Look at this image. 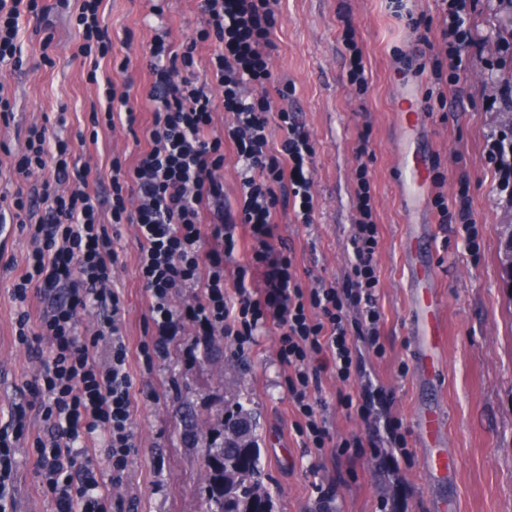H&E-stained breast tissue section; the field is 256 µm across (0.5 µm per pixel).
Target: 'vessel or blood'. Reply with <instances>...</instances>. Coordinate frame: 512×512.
Masks as SVG:
<instances>
[{
	"label": "vessel or blood",
	"instance_id": "b4317fda",
	"mask_svg": "<svg viewBox=\"0 0 512 512\" xmlns=\"http://www.w3.org/2000/svg\"><path fill=\"white\" fill-rule=\"evenodd\" d=\"M394 116L402 134L397 163L402 203L407 214H420L426 210L431 155L429 151L413 148L412 143L425 131L429 117L413 85H406L397 101ZM431 234V225L415 223L410 227V236L418 242L419 247L430 242ZM419 247L407 251L405 267L413 311L412 349L419 371L426 374L433 370L435 362L439 360L444 329L436 276L430 261L423 259ZM446 426V414L442 407H430L420 416V440L429 450L425 468L434 481L453 480L456 473L455 457L447 448Z\"/></svg>",
	"mask_w": 512,
	"mask_h": 512
}]
</instances>
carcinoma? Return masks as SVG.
<instances>
[{"label":"carcinoma","mask_w":512,"mask_h":512,"mask_svg":"<svg viewBox=\"0 0 512 512\" xmlns=\"http://www.w3.org/2000/svg\"><path fill=\"white\" fill-rule=\"evenodd\" d=\"M185 436L205 440L209 512H274L272 496L257 478V424L241 402L222 409L213 423L190 421Z\"/></svg>","instance_id":"1"}]
</instances>
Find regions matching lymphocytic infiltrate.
<instances>
[{"instance_id": "obj_1", "label": "lymphocytic infiltrate", "mask_w": 512, "mask_h": 512, "mask_svg": "<svg viewBox=\"0 0 512 512\" xmlns=\"http://www.w3.org/2000/svg\"><path fill=\"white\" fill-rule=\"evenodd\" d=\"M439 39L445 58L434 75L457 84L474 62L478 36L471 15L478 0H440ZM101 0H78L74 25L83 57H106L112 42L100 20ZM280 0H201L203 24L181 50L164 36L150 46L153 81L147 98L153 120L149 147L133 166L111 162L110 220L102 222L90 190L91 171L76 168L73 147L52 138L43 125L31 126L15 164L19 176L36 178L32 191L17 192L10 213L32 248L11 288L18 302L15 338L26 348L49 341L50 351L31 388L30 400L0 426V512H14L16 448L28 411L44 424L32 455L43 491L57 512H121L122 501L107 484H121L135 453L131 429L132 380L122 334L123 302L112 286L118 255L109 227L132 224L139 242L138 272L149 300L155 337L142 343L144 359L163 355L171 337L186 324L206 336L230 337L238 350L252 347L269 325L280 330L277 358L289 369L288 398L298 419L295 428L306 447L324 451L361 447V440H333L311 400L319 371L337 380L353 376L347 312L358 309L361 324L379 338L382 314L375 292L380 284L375 262L379 228L374 220L367 163L357 168L355 200L360 219L353 238L354 260L344 285L324 280L302 287L295 256L275 250L272 240L280 205L291 206L299 223L314 220L312 163L314 143L294 113L272 112L267 87L271 34ZM41 0H0V65L22 63L20 18H40ZM219 49L206 76L194 70L198 44ZM232 114L223 133L213 115ZM281 130L272 147L270 124ZM232 144L242 164L236 213L224 211V146ZM486 163L498 176L497 190L512 203V139L491 134ZM244 237H237V229ZM210 249H203V239ZM246 242L247 265L234 271L235 288L224 287V258ZM259 287L246 283L249 272ZM194 289V302L178 307L179 289ZM55 292L52 306L32 318V291ZM97 309L96 328L82 332L88 309ZM106 353H99V342ZM106 432L111 481L98 478L87 441Z\"/></svg>"}]
</instances>
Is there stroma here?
I'll return each instance as SVG.
<instances>
[{"label":"stroma","mask_w":512,"mask_h":512,"mask_svg":"<svg viewBox=\"0 0 512 512\" xmlns=\"http://www.w3.org/2000/svg\"><path fill=\"white\" fill-rule=\"evenodd\" d=\"M43 21L22 18L21 68L0 66V87L14 103L9 121L0 120V197L30 189L15 160L31 124L47 125L50 134L76 142L78 167L99 176L93 191L101 212L109 210L113 157L133 164L147 146L145 132L153 119L146 93L153 80L149 45L158 30L173 44L188 40L202 21L199 0H162L154 13L150 0H103L101 24L112 40V54L98 65L77 57L79 35L67 9L46 0ZM347 11L363 49L366 92L348 81V56L340 36L339 11ZM485 36L479 59L459 83H437L433 65L440 51L437 31L409 27L389 7V0H281L272 31L267 88L274 110L297 113L315 143L313 190L319 207L313 223H298L292 210L279 213L276 247L291 249L305 287L324 278L343 282L353 257L352 236L358 215L353 206L356 169L367 162L374 220L379 227L376 262L380 286L377 303L383 316L382 337L372 344L358 331L359 315L350 312L355 376L350 383L333 373L320 375L313 394L315 408L332 435L366 440L355 467L345 460L351 449L305 447L295 430L296 412L288 401L289 371L277 358L280 331L264 328L255 345L238 351L223 341L224 373L190 352L196 330L186 327L165 356L145 362L139 344L149 339L148 302L138 277V241L134 225L120 226L114 239L119 263L112 284L119 291L122 332L129 348L132 378L131 426L137 450L121 485L113 493L123 512H208L203 443L185 441L183 416L193 409L206 420L239 401L256 415L260 481L271 493L275 512H512V292L503 281L504 225H512V207L501 201L495 175L484 160L488 136L512 127V115L490 112L485 99L495 88L512 86V59H501L497 43L512 41V21L479 0L472 16ZM50 47H43L44 38ZM51 64H44V57ZM126 61L117 74L113 65ZM493 62L487 70L485 62ZM100 79L111 78L117 92L128 95L137 114L134 128L116 120L114 128L88 134L90 113L103 103ZM414 78L432 111L427 137L434 158L430 197L453 202L468 187L480 248L470 253L459 225L439 221L435 205L427 207L434 230L432 262L443 302L446 350L436 388L418 372L411 347V315L404 267L408 217L401 205L395 174L399 131L392 106L397 77ZM86 143H79V136ZM366 155H359V146ZM30 248L18 225L0 232V424L18 403L29 398L28 386L39 360L19 345L14 323L17 303L11 297ZM368 402L369 419L349 413L339 394ZM449 413L450 448L457 458L453 483H427L419 441L418 417L431 395ZM43 423L28 413L17 451L15 512H55L52 499L37 484L30 446Z\"/></svg>","instance_id":"35a3bbf8"}]
</instances>
